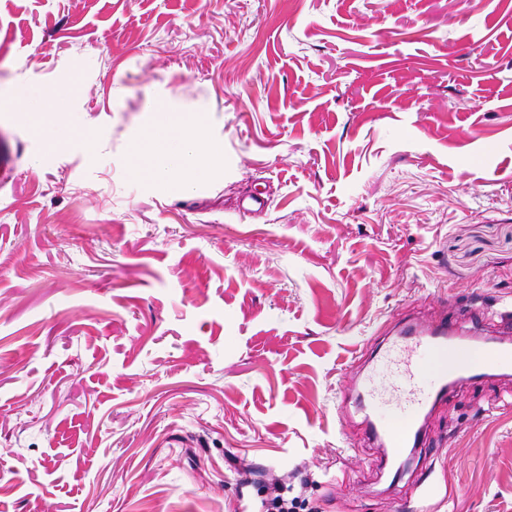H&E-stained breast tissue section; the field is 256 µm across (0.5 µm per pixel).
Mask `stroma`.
<instances>
[{
  "label": "stroma",
  "mask_w": 512,
  "mask_h": 512,
  "mask_svg": "<svg viewBox=\"0 0 512 512\" xmlns=\"http://www.w3.org/2000/svg\"><path fill=\"white\" fill-rule=\"evenodd\" d=\"M73 81L91 155L11 108ZM167 97L225 164L160 192ZM1 164L0 512H512V377L398 482L342 396L382 324L512 320V0H0ZM210 128V112H183L176 99L158 103L133 139L128 176L171 191L223 172L224 147L213 141Z\"/></svg>",
  "instance_id": "obj_1"
}]
</instances>
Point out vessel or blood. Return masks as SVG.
Returning <instances> with one entry per match:
<instances>
[{
  "instance_id": "1",
  "label": "vessel or blood",
  "mask_w": 512,
  "mask_h": 512,
  "mask_svg": "<svg viewBox=\"0 0 512 512\" xmlns=\"http://www.w3.org/2000/svg\"><path fill=\"white\" fill-rule=\"evenodd\" d=\"M484 317L472 311L465 327L445 317L396 325L390 343L372 361L373 369L386 374V383L368 375L355 381V402L366 414L365 434L383 448L385 460H398L424 445L422 414L456 387L512 374V328L487 335Z\"/></svg>"
}]
</instances>
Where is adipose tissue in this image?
Returning <instances> with one entry per match:
<instances>
[{"mask_svg":"<svg viewBox=\"0 0 512 512\" xmlns=\"http://www.w3.org/2000/svg\"><path fill=\"white\" fill-rule=\"evenodd\" d=\"M72 87L48 91L22 92L15 98L14 110L27 116L32 134L47 145L69 143L85 153L95 151L96 141L81 126L69 125L68 138L56 122ZM211 115L186 112L178 100L158 103L135 136L128 155L127 174L148 183L153 189L171 191L196 185L224 168V148L213 141Z\"/></svg>","mask_w":512,"mask_h":512,"instance_id":"obj_1","label":"adipose tissue"}]
</instances>
